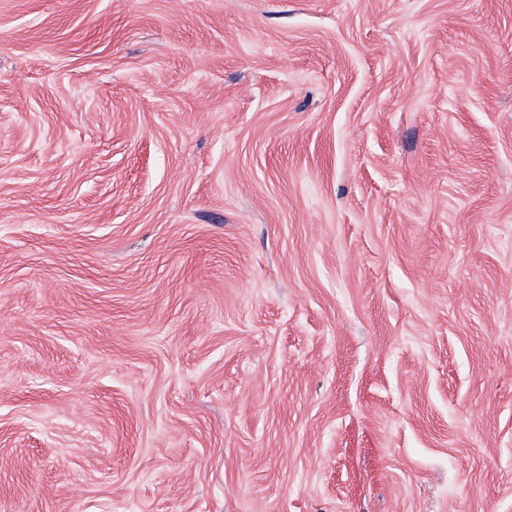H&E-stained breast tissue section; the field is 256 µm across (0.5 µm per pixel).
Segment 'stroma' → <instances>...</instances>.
<instances>
[{"instance_id":"35a3bbf8","label":"stroma","mask_w":512,"mask_h":512,"mask_svg":"<svg viewBox=\"0 0 512 512\" xmlns=\"http://www.w3.org/2000/svg\"><path fill=\"white\" fill-rule=\"evenodd\" d=\"M0 512H512V0H0Z\"/></svg>"}]
</instances>
